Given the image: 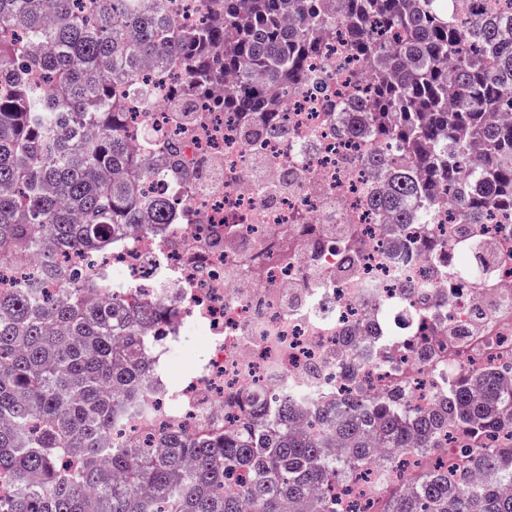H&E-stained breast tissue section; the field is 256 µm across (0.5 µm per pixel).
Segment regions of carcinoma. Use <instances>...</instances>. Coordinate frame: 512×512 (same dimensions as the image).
<instances>
[{"instance_id":"carcinoma-1","label":"carcinoma","mask_w":512,"mask_h":512,"mask_svg":"<svg viewBox=\"0 0 512 512\" xmlns=\"http://www.w3.org/2000/svg\"><path fill=\"white\" fill-rule=\"evenodd\" d=\"M0 0V260L42 255L27 284L0 292V512H336L326 491L363 471L379 448L411 455L454 435L481 449L495 480L473 489L427 464L389 487L383 512H512V386L498 372H464L435 406L414 411L404 389L351 388L342 413L325 407L297 427L286 395L263 391L222 431L170 430L161 448L108 446L140 405L150 370L139 331L153 312L107 296L99 270L56 298L57 255L112 251L118 237L161 224L169 201L147 199L152 161L124 135L128 101L149 106L143 68L178 58L198 95L228 77L218 108L250 133L258 112H280L277 87L296 92L309 61L341 27L366 69L352 135L395 144L400 164L370 198L395 224H431L429 202L453 191L459 223L476 228L512 211V0L460 17V0H207L187 27L142 0ZM469 240L463 272L490 276ZM81 460L70 472L60 456ZM237 470L250 481L226 489Z\"/></svg>"}]
</instances>
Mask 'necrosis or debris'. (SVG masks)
<instances>
[{
	"label": "necrosis or debris",
	"instance_id": "necrosis-or-debris-1",
	"mask_svg": "<svg viewBox=\"0 0 512 512\" xmlns=\"http://www.w3.org/2000/svg\"><path fill=\"white\" fill-rule=\"evenodd\" d=\"M347 44L338 37L311 62L318 86L285 96V112L257 117L262 129L287 125V135L250 142L207 97L185 95L199 117L185 126L169 98L188 76L172 63L147 69L153 110L132 108L126 135L153 160L146 191L170 201L168 220L106 256L69 251L61 263L81 275L110 266L120 294L164 308L143 331L145 355L159 366L172 365L189 330L207 353L189 375L145 389L149 413L125 421V438L236 423L238 397L254 386L287 387L301 406L309 391L340 399L349 369L373 392L406 383L415 407L432 405L466 371L494 366L512 381V225L477 229L494 267L488 286L461 272L457 207L437 205L433 225L371 211L369 142L344 135L337 111L354 91ZM342 224L356 229V257L336 236ZM433 234L446 240L436 263L423 246ZM415 464L405 456L338 485L341 512H380L378 489Z\"/></svg>",
	"mask_w": 512,
	"mask_h": 512
}]
</instances>
